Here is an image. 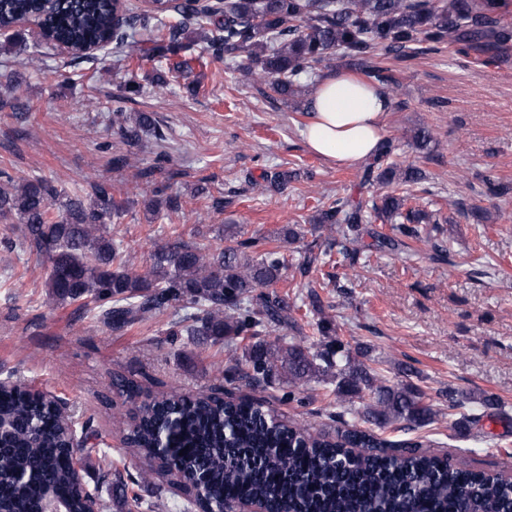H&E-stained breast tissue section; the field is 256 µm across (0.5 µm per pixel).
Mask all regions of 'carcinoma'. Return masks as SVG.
Returning a JSON list of instances; mask_svg holds the SVG:
<instances>
[{"label":"carcinoma","instance_id":"carcinoma-1","mask_svg":"<svg viewBox=\"0 0 512 512\" xmlns=\"http://www.w3.org/2000/svg\"><path fill=\"white\" fill-rule=\"evenodd\" d=\"M160 11H173L178 23L144 40L152 18L136 14L123 0H0V26L19 15L37 14L51 37L79 49L96 41L115 45L126 57L169 61L167 70L190 69L185 53L200 49L218 61L241 58L256 83L282 99L306 96L314 88L317 66L340 51L349 65L394 98L399 80L373 62L380 54L405 53L425 43H448L463 55L490 52L512 41V10L507 0H224L220 6L196 0H167ZM112 123L130 146L154 127L145 112H115ZM393 151L385 140L374 161L362 172L364 184L418 182L421 171H399L387 164ZM492 197H506L512 186L484 176ZM86 196L61 199L46 179L26 180L0 188V217H17L25 227V243L50 263L46 287L62 305L93 313L112 332L139 322L149 313L179 308L185 314L171 323L169 335L194 336L213 343L249 337L232 370L255 387L272 379L287 384L284 398L293 400L302 384L316 379L335 386L336 403L328 419L336 435L313 432L302 422L287 420L262 399L234 400L216 392L186 394L161 391L152 405L137 409L127 424L126 440L135 455L158 460L156 478H175L187 490L185 512L200 495L209 502L242 499L263 502L268 512H512V482L500 474L455 466L430 455L419 441H386L349 424L355 414L379 426L399 423L415 429L438 415L427 394L410 384H386L361 357L352 355L337 330L315 323L319 350L278 335L294 329L288 296L265 288L287 269L284 255L265 248L258 235L230 237L212 248L176 236L149 255V269L126 268L118 247L104 227L125 212V201L102 182L90 183ZM410 196L385 193L363 204L338 198L313 223L341 234L342 253L356 263L361 225L395 222L403 237L418 236L416 225L436 224L433 214L409 204ZM178 212L179 195L153 201L151 211ZM322 262L315 243L307 245L298 265L307 277ZM482 410L471 415L477 427L485 417L509 420L498 400L480 398ZM178 426L166 456L157 459L154 444L167 415ZM0 512H42L51 493L83 512L84 500L72 490L73 467L83 464L102 443L88 417L85 437L94 444L71 455L72 431L59 400L35 397L23 386L0 389ZM112 490L125 512H141L135 488L150 482L112 469Z\"/></svg>","mask_w":512,"mask_h":512}]
</instances>
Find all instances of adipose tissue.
<instances>
[{
  "label": "adipose tissue",
  "instance_id": "1",
  "mask_svg": "<svg viewBox=\"0 0 512 512\" xmlns=\"http://www.w3.org/2000/svg\"><path fill=\"white\" fill-rule=\"evenodd\" d=\"M389 105L380 86L340 72L328 74L311 97L309 121L301 135L318 155L347 163L367 160L383 139Z\"/></svg>",
  "mask_w": 512,
  "mask_h": 512
}]
</instances>
